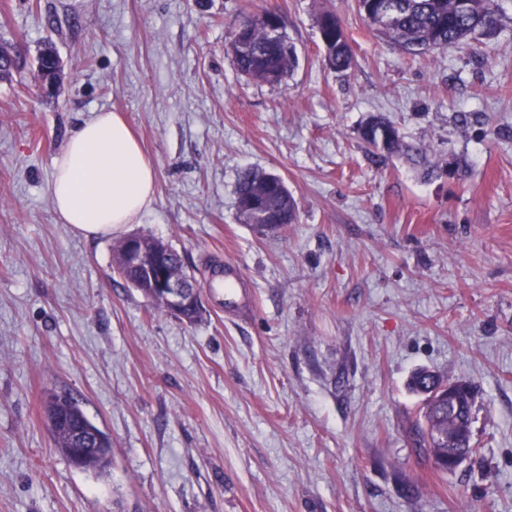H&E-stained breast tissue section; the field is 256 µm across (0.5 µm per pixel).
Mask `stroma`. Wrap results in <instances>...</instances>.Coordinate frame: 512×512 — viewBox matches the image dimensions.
Masks as SVG:
<instances>
[{
  "instance_id": "35a3bbf8",
  "label": "stroma",
  "mask_w": 512,
  "mask_h": 512,
  "mask_svg": "<svg viewBox=\"0 0 512 512\" xmlns=\"http://www.w3.org/2000/svg\"><path fill=\"white\" fill-rule=\"evenodd\" d=\"M498 4L492 30L414 58L356 0H0L16 59L0 72V512H512V0ZM263 7L298 56L277 85L226 53ZM326 12L348 71L325 61ZM98 112L121 113L156 168L127 234L163 240L201 283L237 263L254 314L207 294L193 324L154 311L116 273V238L58 223L53 158ZM372 114L437 174L373 157L358 136ZM246 168L283 178L294 224L240 220ZM419 369L476 388L478 453L456 472L410 444ZM56 387L111 438L106 474L55 451ZM328 19H333L336 26L323 28V24ZM318 29L323 31L329 43L327 63L329 67L340 71L349 69L352 64L353 52L340 19L332 13L323 14L318 20Z\"/></svg>"
}]
</instances>
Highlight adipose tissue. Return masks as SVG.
Returning <instances> with one entry per match:
<instances>
[{
    "instance_id": "1",
    "label": "adipose tissue",
    "mask_w": 512,
    "mask_h": 512,
    "mask_svg": "<svg viewBox=\"0 0 512 512\" xmlns=\"http://www.w3.org/2000/svg\"><path fill=\"white\" fill-rule=\"evenodd\" d=\"M155 165L117 112L79 124L53 160L49 191L60 223L87 239L135 223L154 200Z\"/></svg>"
}]
</instances>
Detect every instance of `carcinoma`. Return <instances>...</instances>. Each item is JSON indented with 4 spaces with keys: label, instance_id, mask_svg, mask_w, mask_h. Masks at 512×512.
<instances>
[{
    "label": "carcinoma",
    "instance_id": "carcinoma-1",
    "mask_svg": "<svg viewBox=\"0 0 512 512\" xmlns=\"http://www.w3.org/2000/svg\"><path fill=\"white\" fill-rule=\"evenodd\" d=\"M392 17L382 22L378 19V10L369 0H358L359 11L375 28L377 33L391 44L408 53H430L444 50L453 45L466 43L478 31L490 30L498 22V14L491 7V0H389ZM272 13L264 8L257 13L244 14L238 19L237 25L244 26L248 31V46L245 49H234L230 53L235 71L250 79H260L277 84L288 74L297 63L295 50H283L273 42L268 29L267 16ZM318 29L322 30L329 43L328 65L335 70H347L352 64L353 52L343 30L340 19L326 13L318 20ZM53 51L49 48L41 52L38 64L40 77L45 81H57L58 70L49 63ZM361 139L373 147V154L385 158L393 155H405L408 159L423 166L424 177L431 178L435 169L426 165L427 151L417 144H409L399 130L388 120L371 116L359 129ZM261 172L244 169L238 177L237 195L248 194ZM288 211V223L296 220V209L293 198L283 202L280 196L272 191L268 194L263 213L255 228L262 230L264 224ZM126 240L122 239L114 247L115 269L119 276L133 283L137 273L124 265L123 254ZM45 424L49 430L54 446L61 456L72 466L101 473L111 464L112 442L109 436L97 427L85 414L81 401L71 392L64 395L53 393L43 401ZM472 413H461L456 417H448V403L432 408L422 406L418 418L413 425L412 443L416 448H425L434 453L433 469L442 470L443 454L436 437L450 433L463 438L472 434ZM85 433L91 438L88 447L94 453L83 458L78 457L74 449L82 447L78 441V433Z\"/></svg>",
    "mask_w": 512,
    "mask_h": 512
}]
</instances>
